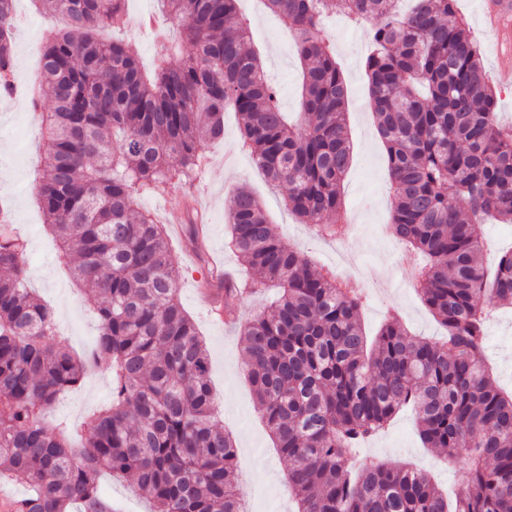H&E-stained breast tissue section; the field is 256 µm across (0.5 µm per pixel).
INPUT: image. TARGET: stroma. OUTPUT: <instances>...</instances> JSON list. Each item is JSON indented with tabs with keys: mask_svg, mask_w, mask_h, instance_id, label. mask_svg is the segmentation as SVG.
Masks as SVG:
<instances>
[{
	"mask_svg": "<svg viewBox=\"0 0 512 512\" xmlns=\"http://www.w3.org/2000/svg\"><path fill=\"white\" fill-rule=\"evenodd\" d=\"M479 0H457L459 13L470 33L483 45L486 69L496 95V117L512 124V70H499L488 45L487 30L478 9ZM155 0H128V26L120 32L138 62L152 69L167 55L170 40L178 30L167 18H159L157 31L141 29L138 17L154 9ZM238 8L250 28V46L261 59L267 77L278 90L282 111L299 110L302 67L295 52L294 38L283 21L264 7L262 0H239ZM21 23L17 31L16 75L35 78L40 68L38 47L57 28L54 19L39 10L34 0H15ZM336 46V58L350 87L348 128L353 142L352 166L343 181V201L347 220L336 243L326 242L310 225L302 224L285 207V186L270 184L251 157L240 148V133L234 112L224 115V138L207 149L209 168L202 186L177 185L163 196L141 197L139 206L151 211L170 237L171 255L181 272L179 297L195 319L206 341L210 358L209 380L220 406L224 426L237 442L239 487L252 502L253 512H293L288 493V464L280 458L261 420L251 386L244 374L245 351L234 323H217L208 315L200 297L206 267L184 249L177 231L184 211L185 196L198 198L208 221L199 240L201 250L212 264L234 278L248 273L240 258L224 246L227 206L239 188L252 190L269 215L277 236L305 252L323 268H337L342 279L363 298L361 323L368 335H375L390 313H399L415 336L435 339L442 336L439 325L422 302L416 289L418 264L409 261L390 234L392 193L386 152L375 133L373 109L363 67L368 40L366 28L352 24L343 14L333 15L326 29ZM39 111L25 98L0 104V201H6L13 220L27 241L28 285L53 314L60 346L74 352L91 348L97 335V320L84 300V291L71 279L61 261L57 244L46 230L37 204L43 142ZM370 264L389 281L386 291L372 290L360 282L356 269ZM485 361L505 391H512V309L498 312L485 336ZM111 393L107 372L87 376L79 387L63 392L52 408L51 417L80 424L84 416L104 404ZM365 449L372 459L427 470L437 487L455 493L466 477V460L443 459L440 450L424 447L412 408L399 411L387 428L369 441Z\"/></svg>",
	"mask_w": 512,
	"mask_h": 512,
	"instance_id": "obj_1",
	"label": "stroma"
}]
</instances>
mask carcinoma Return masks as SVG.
<instances>
[{
	"label": "carcinoma",
	"instance_id": "cac0c4a2",
	"mask_svg": "<svg viewBox=\"0 0 512 512\" xmlns=\"http://www.w3.org/2000/svg\"><path fill=\"white\" fill-rule=\"evenodd\" d=\"M66 26L42 47L30 105L43 90L46 153L38 200L61 257L88 288L100 321L94 346L56 343L53 312L27 287L26 243L0 216V480L26 476L14 512H117L104 474L132 481L153 512H240L236 442L224 430L209 357L179 299L168 233L143 195L194 181L207 144L239 120L241 146L286 206L334 236L352 146L348 88L325 36L341 11L368 27L364 70L393 191L392 233L424 256L419 293L447 331L413 335L397 318L368 339L361 297L277 237L252 191L237 189L227 247L259 279L224 286V303L260 288L277 295L240 326L246 376L281 457L297 512H512V392L484 361L487 315L512 308V250L494 271L477 225L512 224V127L457 0H265L296 41L302 64L297 124L287 123L238 0H158L182 30L178 63L143 69L105 27L120 30L126 0H40ZM15 0H0V95L12 93ZM105 367L109 405L75 427L43 415ZM428 448L469 451L453 507L423 472L353 466L361 446L405 406Z\"/></svg>",
	"mask_w": 512,
	"mask_h": 512
}]
</instances>
